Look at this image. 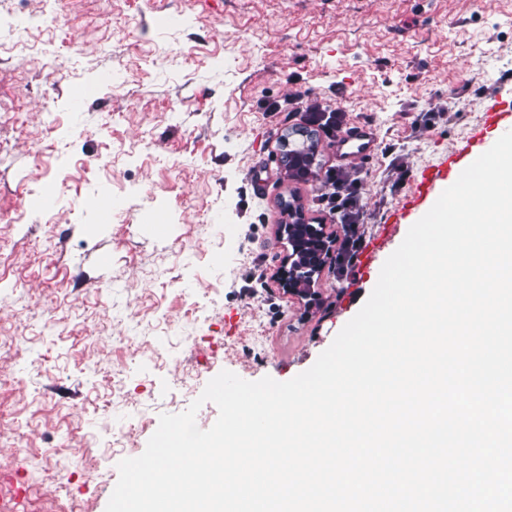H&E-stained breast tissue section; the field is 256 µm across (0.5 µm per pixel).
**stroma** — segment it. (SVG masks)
I'll return each instance as SVG.
<instances>
[{
    "label": "stroma",
    "instance_id": "1",
    "mask_svg": "<svg viewBox=\"0 0 512 512\" xmlns=\"http://www.w3.org/2000/svg\"><path fill=\"white\" fill-rule=\"evenodd\" d=\"M0 512H105L120 460L228 370L310 368L512 100V0H0ZM81 50L69 52L70 43ZM319 99L377 154L286 175L266 102ZM362 223L323 211L329 172ZM261 191H254V184ZM330 250L288 293V204ZM20 476L21 494L11 480Z\"/></svg>",
    "mask_w": 512,
    "mask_h": 512
}]
</instances>
